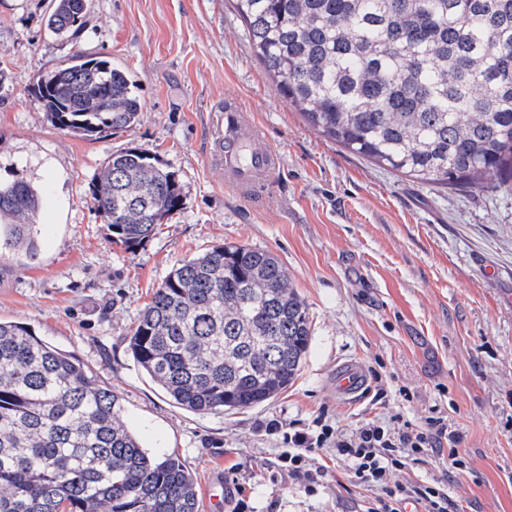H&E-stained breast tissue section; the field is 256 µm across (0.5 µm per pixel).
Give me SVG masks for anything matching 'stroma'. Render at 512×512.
Here are the masks:
<instances>
[{"label": "stroma", "mask_w": 512, "mask_h": 512, "mask_svg": "<svg viewBox=\"0 0 512 512\" xmlns=\"http://www.w3.org/2000/svg\"><path fill=\"white\" fill-rule=\"evenodd\" d=\"M51 0H0V179L49 199L35 260L0 257V320L34 329L118 393L144 447L192 472L199 512H365L371 491L343 465L316 493L276 464L282 435L325 419L348 432L440 414L462 434V468L435 456L396 481L440 482L464 512H512V187L461 190L411 181L320 136L255 56L229 0H89L85 26L59 38ZM110 59L136 86L134 125L96 137L56 129L33 88L74 51ZM236 98L283 158L251 200L224 184L213 155L224 100ZM139 147L176 171L183 205L143 247L112 243L89 188L112 153ZM219 244L265 249L308 306L312 339L297 378L261 405L199 414L172 404L135 364L128 338L160 280ZM496 275L485 278V266ZM362 365L366 393L337 398V368Z\"/></svg>", "instance_id": "35a3bbf8"}]
</instances>
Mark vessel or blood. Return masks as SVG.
<instances>
[{"mask_svg": "<svg viewBox=\"0 0 512 512\" xmlns=\"http://www.w3.org/2000/svg\"><path fill=\"white\" fill-rule=\"evenodd\" d=\"M224 124L230 133L224 139V183L240 194L252 195L261 185L275 183L280 175V158L265 140L262 129L252 124L234 99L224 101ZM366 386V375L355 362H347L336 372V392L356 398Z\"/></svg>", "mask_w": 512, "mask_h": 512, "instance_id": "1", "label": "vessel or blood"}]
</instances>
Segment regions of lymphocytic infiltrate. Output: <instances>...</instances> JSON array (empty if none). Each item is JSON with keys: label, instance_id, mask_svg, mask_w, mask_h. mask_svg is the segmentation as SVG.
<instances>
[{"label": "lymphocytic infiltrate", "instance_id": "f902f5d3", "mask_svg": "<svg viewBox=\"0 0 512 512\" xmlns=\"http://www.w3.org/2000/svg\"><path fill=\"white\" fill-rule=\"evenodd\" d=\"M460 442L459 430L439 417L430 418L424 427L367 420L347 434L319 419L313 428L288 434V447L279 456V466L288 475L304 479L308 488H315L325 474L315 457L328 448L346 464L358 485L374 490L367 512H404L406 505L414 503L424 512H450L448 494L438 483L404 484L392 481L391 476L409 463L443 450L449 464L459 466Z\"/></svg>", "mask_w": 512, "mask_h": 512}]
</instances>
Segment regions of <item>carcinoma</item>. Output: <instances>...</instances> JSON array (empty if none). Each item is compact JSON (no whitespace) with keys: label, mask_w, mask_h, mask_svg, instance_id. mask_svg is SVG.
Segmentation results:
<instances>
[{"label":"carcinoma","mask_w":512,"mask_h":512,"mask_svg":"<svg viewBox=\"0 0 512 512\" xmlns=\"http://www.w3.org/2000/svg\"><path fill=\"white\" fill-rule=\"evenodd\" d=\"M257 59L323 137L441 187L512 181V0H232ZM87 0H52L45 25L81 28ZM35 94L64 132L139 121L125 71L77 51ZM112 242L133 250L179 210L176 172L149 151L112 154L91 182ZM42 194L0 182V255L38 253ZM311 340L303 299L267 250L217 245L172 268L128 338L177 406L263 404L296 379ZM121 397L28 326L0 320V512H198L175 455L123 424Z\"/></svg>","instance_id":"cac0c4a2"}]
</instances>
